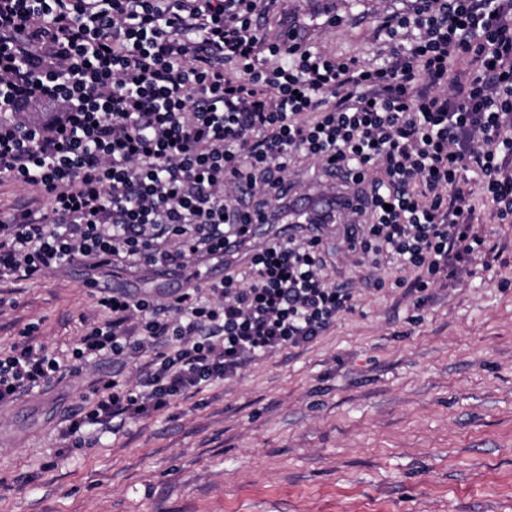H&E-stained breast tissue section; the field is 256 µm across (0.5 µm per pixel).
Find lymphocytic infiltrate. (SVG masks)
<instances>
[{
	"label": "lymphocytic infiltrate",
	"mask_w": 512,
	"mask_h": 512,
	"mask_svg": "<svg viewBox=\"0 0 512 512\" xmlns=\"http://www.w3.org/2000/svg\"><path fill=\"white\" fill-rule=\"evenodd\" d=\"M290 15L288 0H0V176L49 201L0 215V282L244 251L162 303L104 293L70 350L27 326L0 352V407L84 364L139 362L69 417L71 447H92L87 428L120 434L323 336L354 299L330 273V231L374 287L412 272L394 285L420 308L483 259L477 208L512 224V0H401L368 61L280 45L264 24ZM20 98L52 116L24 120ZM304 165L344 168L364 207L251 244Z\"/></svg>",
	"instance_id": "f902f5d3"
}]
</instances>
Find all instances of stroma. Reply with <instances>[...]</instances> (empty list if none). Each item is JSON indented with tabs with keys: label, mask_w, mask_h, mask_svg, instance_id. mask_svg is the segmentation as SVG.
<instances>
[{
	"label": "stroma",
	"mask_w": 512,
	"mask_h": 512,
	"mask_svg": "<svg viewBox=\"0 0 512 512\" xmlns=\"http://www.w3.org/2000/svg\"><path fill=\"white\" fill-rule=\"evenodd\" d=\"M389 0H312L336 26L309 35L371 58ZM477 221L490 252L473 276L413 297L355 281V307L315 342L247 367L162 414L71 448L63 421L91 399L104 361L0 408V512H512V224ZM79 262L0 302V350L75 346L95 312ZM163 300L182 271L110 275ZM509 288H500V281Z\"/></svg>",
	"instance_id": "stroma-1"
}]
</instances>
